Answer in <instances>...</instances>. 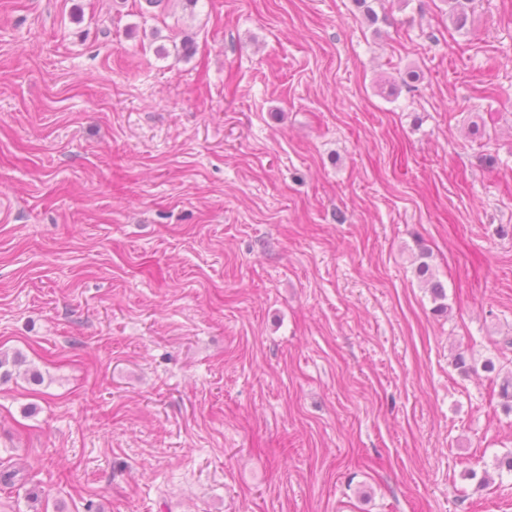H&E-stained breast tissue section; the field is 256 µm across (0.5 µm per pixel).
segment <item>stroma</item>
<instances>
[{
  "mask_svg": "<svg viewBox=\"0 0 512 512\" xmlns=\"http://www.w3.org/2000/svg\"><path fill=\"white\" fill-rule=\"evenodd\" d=\"M368 3L0 0V512H512V0Z\"/></svg>",
  "mask_w": 512,
  "mask_h": 512,
  "instance_id": "35a3bbf8",
  "label": "stroma"
}]
</instances>
